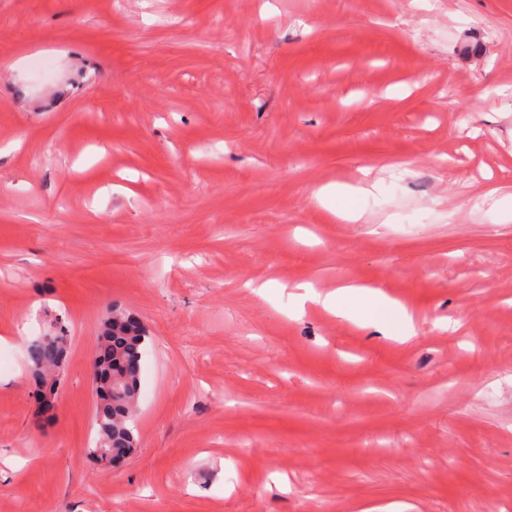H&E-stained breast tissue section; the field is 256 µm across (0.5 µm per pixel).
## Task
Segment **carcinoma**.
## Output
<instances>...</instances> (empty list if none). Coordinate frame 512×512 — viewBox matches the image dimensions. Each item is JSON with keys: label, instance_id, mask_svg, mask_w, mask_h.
Returning a JSON list of instances; mask_svg holds the SVG:
<instances>
[{"label": "carcinoma", "instance_id": "cac0c4a2", "mask_svg": "<svg viewBox=\"0 0 512 512\" xmlns=\"http://www.w3.org/2000/svg\"><path fill=\"white\" fill-rule=\"evenodd\" d=\"M149 340V331L138 317L112 304L101 323L93 364L97 438L92 447L84 449L96 462L109 465L126 459L136 447L131 422L140 393L142 354ZM68 352V336L60 330L28 343L26 361L39 394L55 393Z\"/></svg>", "mask_w": 512, "mask_h": 512}]
</instances>
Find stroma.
<instances>
[{"mask_svg": "<svg viewBox=\"0 0 512 512\" xmlns=\"http://www.w3.org/2000/svg\"><path fill=\"white\" fill-rule=\"evenodd\" d=\"M365 167L359 221L314 200ZM511 194L512 0H0V512H512ZM304 283L383 289L416 334ZM115 302L151 339L105 468ZM145 324L114 303L101 323L93 373L96 382L94 424L97 438L84 452L111 465L136 447L133 421L140 393L141 359L150 340ZM69 352L68 336L61 330L40 335L30 341L25 356L39 394H54L61 383L59 375Z\"/></svg>", "mask_w": 512, "mask_h": 512, "instance_id": "1", "label": "stroma"}]
</instances>
